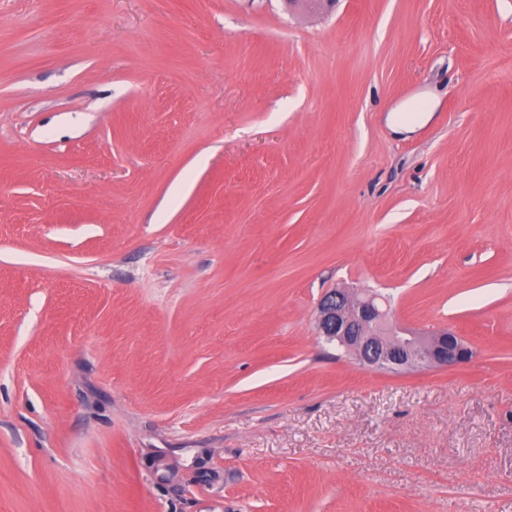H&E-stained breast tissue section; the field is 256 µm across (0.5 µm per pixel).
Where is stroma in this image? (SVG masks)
<instances>
[{
	"mask_svg": "<svg viewBox=\"0 0 512 512\" xmlns=\"http://www.w3.org/2000/svg\"><path fill=\"white\" fill-rule=\"evenodd\" d=\"M0 512H512V0H0ZM438 105V98L432 92H425L403 102L392 109L388 115V126L394 132L406 133L413 132L418 127L426 124L433 116V112ZM414 112L413 120H404L402 113ZM317 309L320 335L372 369L410 373L459 366L472 358L465 341L447 330L421 336L398 329L387 301L378 294L336 288L321 298Z\"/></svg>",
	"mask_w": 512,
	"mask_h": 512,
	"instance_id": "1",
	"label": "stroma"
}]
</instances>
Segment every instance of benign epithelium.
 <instances>
[{
    "instance_id": "7a95c632",
    "label": "benign epithelium",
    "mask_w": 512,
    "mask_h": 512,
    "mask_svg": "<svg viewBox=\"0 0 512 512\" xmlns=\"http://www.w3.org/2000/svg\"><path fill=\"white\" fill-rule=\"evenodd\" d=\"M318 331L352 352L364 366L392 373L468 363L472 350L454 333L421 336L397 328L378 294L357 295L336 288L318 304Z\"/></svg>"
}]
</instances>
